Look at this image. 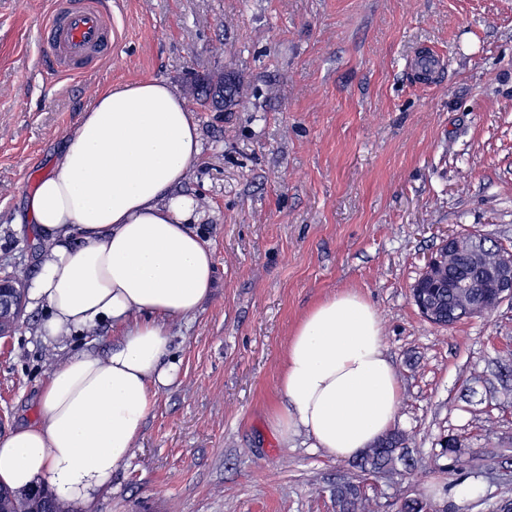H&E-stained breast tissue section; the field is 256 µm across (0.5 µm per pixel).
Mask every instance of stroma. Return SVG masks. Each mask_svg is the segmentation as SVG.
<instances>
[{
    "instance_id": "obj_1",
    "label": "stroma",
    "mask_w": 512,
    "mask_h": 512,
    "mask_svg": "<svg viewBox=\"0 0 512 512\" xmlns=\"http://www.w3.org/2000/svg\"><path fill=\"white\" fill-rule=\"evenodd\" d=\"M52 0H0V269L36 272L27 199L94 95L143 79L182 97L235 75L230 111L193 108L202 151L179 193L213 255L214 289L170 327L174 381L156 395L127 462L92 512H337L359 480L309 439L282 443L287 343L316 303L353 289L374 307L400 384L406 442L363 480L372 512L419 498L491 512L512 498V303L447 327L410 297L448 233L512 248V0H112L116 39L81 74L46 80L38 29ZM443 59L430 80L408 68ZM24 307L0 339V437L32 418L49 372L109 325L50 344ZM507 449L459 501L436 456Z\"/></svg>"
}]
</instances>
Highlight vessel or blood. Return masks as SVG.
I'll list each match as a JSON object with an SVG mask.
<instances>
[{"label":"vessel or blood","instance_id":"vessel-or-blood-1","mask_svg":"<svg viewBox=\"0 0 512 512\" xmlns=\"http://www.w3.org/2000/svg\"><path fill=\"white\" fill-rule=\"evenodd\" d=\"M48 69L65 77L103 60L115 38L112 16L102 0H56L39 29Z\"/></svg>","mask_w":512,"mask_h":512}]
</instances>
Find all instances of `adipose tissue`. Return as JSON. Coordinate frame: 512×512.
Returning a JSON list of instances; mask_svg holds the SVG:
<instances>
[{"mask_svg": "<svg viewBox=\"0 0 512 512\" xmlns=\"http://www.w3.org/2000/svg\"><path fill=\"white\" fill-rule=\"evenodd\" d=\"M201 153L198 125L166 82L99 91L68 128L28 199L44 244L28 285L50 340L111 321L107 354L58 363L32 422L0 438V483H46L62 501L91 507L127 460L158 390L175 378L169 326L209 297L213 256L192 226V198L176 194ZM271 418L281 441L305 435L349 460L391 432L399 383L378 316L359 293L319 302L296 326Z\"/></svg>", "mask_w": 512, "mask_h": 512, "instance_id": "1", "label": "adipose tissue"}]
</instances>
